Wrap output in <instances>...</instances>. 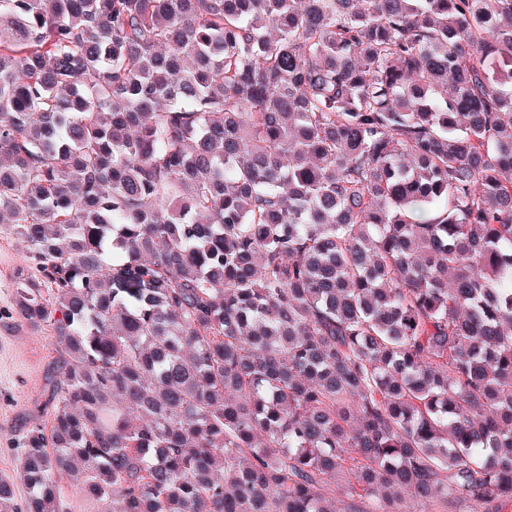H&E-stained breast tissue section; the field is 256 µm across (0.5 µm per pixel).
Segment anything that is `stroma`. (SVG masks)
<instances>
[{"mask_svg": "<svg viewBox=\"0 0 512 512\" xmlns=\"http://www.w3.org/2000/svg\"><path fill=\"white\" fill-rule=\"evenodd\" d=\"M26 243L0 233V311L13 305V276L25 265ZM51 330L0 321V479L14 485L11 512H24L30 490L21 475L19 436L30 415L45 400V377L59 356Z\"/></svg>", "mask_w": 512, "mask_h": 512, "instance_id": "35a3bbf8", "label": "stroma"}]
</instances>
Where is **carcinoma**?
<instances>
[{"instance_id": "obj_1", "label": "carcinoma", "mask_w": 512, "mask_h": 512, "mask_svg": "<svg viewBox=\"0 0 512 512\" xmlns=\"http://www.w3.org/2000/svg\"><path fill=\"white\" fill-rule=\"evenodd\" d=\"M26 512L512 502V0H0ZM77 475L64 477L61 485L64 495L63 512H98L101 503L94 499H87L79 490Z\"/></svg>"}]
</instances>
